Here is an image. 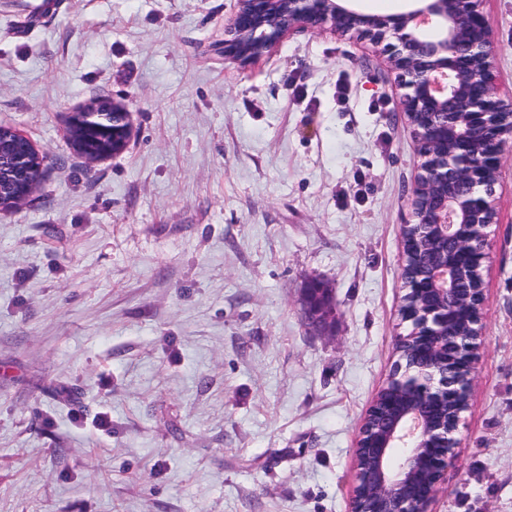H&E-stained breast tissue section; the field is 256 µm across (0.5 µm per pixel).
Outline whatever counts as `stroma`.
I'll return each mask as SVG.
<instances>
[{"instance_id": "obj_1", "label": "stroma", "mask_w": 512, "mask_h": 512, "mask_svg": "<svg viewBox=\"0 0 512 512\" xmlns=\"http://www.w3.org/2000/svg\"><path fill=\"white\" fill-rule=\"evenodd\" d=\"M236 0H0V124L47 159L0 213V512H351L411 326L421 158L386 54L319 28L224 59ZM512 97V0H484ZM100 97L135 134L88 162ZM469 408L427 512H512V143ZM329 284V330L301 310ZM96 127L112 134V146L98 148L88 145L81 137V129ZM134 135L131 113L115 103L94 100L72 112L70 139L74 149L89 162H95L124 152Z\"/></svg>"}]
</instances>
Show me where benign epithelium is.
Here are the masks:
<instances>
[{
  "mask_svg": "<svg viewBox=\"0 0 512 512\" xmlns=\"http://www.w3.org/2000/svg\"><path fill=\"white\" fill-rule=\"evenodd\" d=\"M352 0H236L224 26V57L251 63L291 32L325 28L368 40L388 55L399 100L423 158L403 227L405 294L400 315L419 339L420 367L401 363L359 430L352 512H426L448 467L473 383L482 335L483 288L471 284L485 253L473 248L496 223L494 188L512 140V100L501 98L483 0H410L403 12L365 14ZM134 135L123 106L94 100L72 113L74 149L95 162L124 152ZM0 125V212L27 203L45 155ZM322 281L303 289L306 317L321 327L332 312Z\"/></svg>",
  "mask_w": 512,
  "mask_h": 512,
  "instance_id": "benign-epithelium-1",
  "label": "benign epithelium"
}]
</instances>
